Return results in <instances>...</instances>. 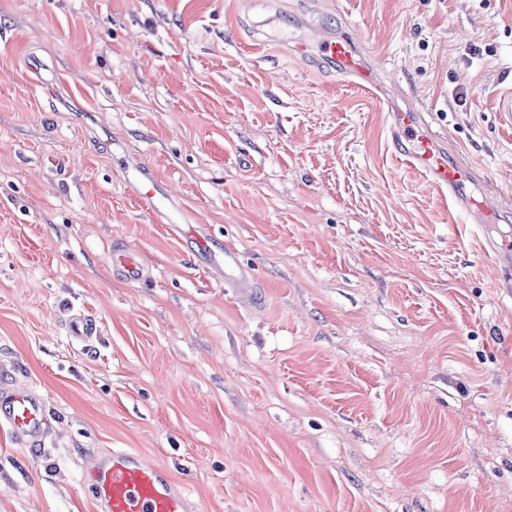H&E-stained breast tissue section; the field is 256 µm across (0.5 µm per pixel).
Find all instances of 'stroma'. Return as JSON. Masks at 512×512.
<instances>
[{
    "mask_svg": "<svg viewBox=\"0 0 512 512\" xmlns=\"http://www.w3.org/2000/svg\"><path fill=\"white\" fill-rule=\"evenodd\" d=\"M339 32L380 97L277 41ZM509 88L512 0H0V384L51 420L0 427V512H96L113 448L187 512H512V270L389 134L422 112L512 240ZM139 168L210 254L139 208ZM112 266L121 270L131 280H139L143 276V270L136 257L131 252L117 248L112 252ZM224 269L236 272L231 279L233 288H238L242 293L251 294L255 288V280L242 267L238 254L229 249L224 250ZM0 414L20 445L40 442L48 427L41 400L28 391L0 388Z\"/></svg>",
    "mask_w": 512,
    "mask_h": 512,
    "instance_id": "stroma-1",
    "label": "stroma"
}]
</instances>
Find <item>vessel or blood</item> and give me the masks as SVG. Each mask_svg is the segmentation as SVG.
I'll return each instance as SVG.
<instances>
[{
  "label": "vessel or blood",
  "mask_w": 512,
  "mask_h": 512,
  "mask_svg": "<svg viewBox=\"0 0 512 512\" xmlns=\"http://www.w3.org/2000/svg\"><path fill=\"white\" fill-rule=\"evenodd\" d=\"M293 50L303 57L323 58L335 62L339 73L352 78L365 92L379 91L377 75L359 54L355 43L346 34L336 33L311 45L302 38L294 39ZM394 151L410 168L418 170L439 189L446 191L455 209L473 217L472 236L491 257L512 254V242H497L485 233V227L497 223L495 208L471 190L475 173L468 165L452 159L447 146L436 136L431 125L420 113L412 110L394 113L391 124ZM139 205L161 215L179 236L194 250H206L212 240L207 227L188 224L180 208L162 209L165 195L154 176L128 177ZM112 264L132 281L139 280L143 270L136 257L124 249H115ZM224 267L234 276L232 287L252 293L254 279L242 267L238 254L225 250ZM0 421L5 422L16 442L33 445L40 442L48 427L41 400L24 390L0 388ZM98 512H186V499L180 485L170 480L165 470L155 461L132 449H113L103 453L86 474Z\"/></svg>",
  "instance_id": "vessel-or-blood-1"
}]
</instances>
